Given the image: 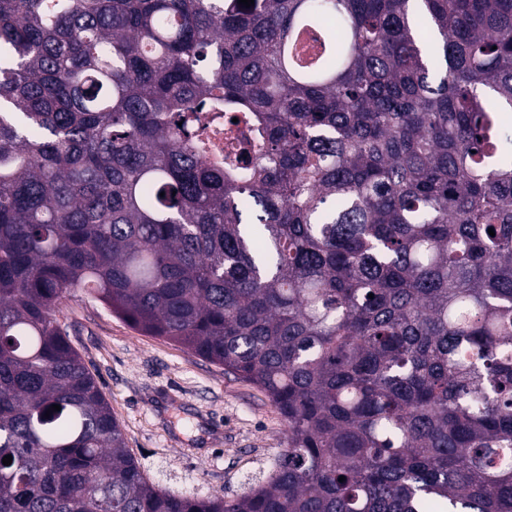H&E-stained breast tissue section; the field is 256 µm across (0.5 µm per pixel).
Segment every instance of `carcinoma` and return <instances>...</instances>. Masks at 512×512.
Masks as SVG:
<instances>
[{
    "label": "carcinoma",
    "instance_id": "1",
    "mask_svg": "<svg viewBox=\"0 0 512 512\" xmlns=\"http://www.w3.org/2000/svg\"><path fill=\"white\" fill-rule=\"evenodd\" d=\"M77 291L268 397L262 484L146 478ZM0 512H512V0H0Z\"/></svg>",
    "mask_w": 512,
    "mask_h": 512
}]
</instances>
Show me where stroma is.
<instances>
[{
  "label": "stroma",
  "mask_w": 512,
  "mask_h": 512,
  "mask_svg": "<svg viewBox=\"0 0 512 512\" xmlns=\"http://www.w3.org/2000/svg\"><path fill=\"white\" fill-rule=\"evenodd\" d=\"M62 314L150 481L232 497L266 479L287 439L259 389L177 343L143 335L84 292L67 299Z\"/></svg>",
  "instance_id": "35a3bbf8"
}]
</instances>
